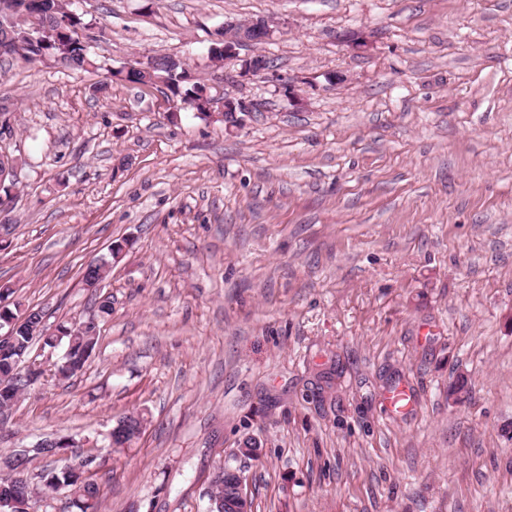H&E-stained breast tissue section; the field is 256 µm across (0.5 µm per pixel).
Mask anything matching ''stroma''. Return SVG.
<instances>
[{
  "mask_svg": "<svg viewBox=\"0 0 512 512\" xmlns=\"http://www.w3.org/2000/svg\"><path fill=\"white\" fill-rule=\"evenodd\" d=\"M69 8L96 72L0 58L20 159L0 289L51 329L99 293L112 312L81 372L0 418V458L87 439L99 512H207L223 466L254 512H512V0ZM260 17L273 38L213 69L223 25ZM256 52L269 70L240 77ZM159 55L257 112L172 119L114 76ZM398 383L406 415L384 404Z\"/></svg>",
  "mask_w": 512,
  "mask_h": 512,
  "instance_id": "1",
  "label": "stroma"
}]
</instances>
